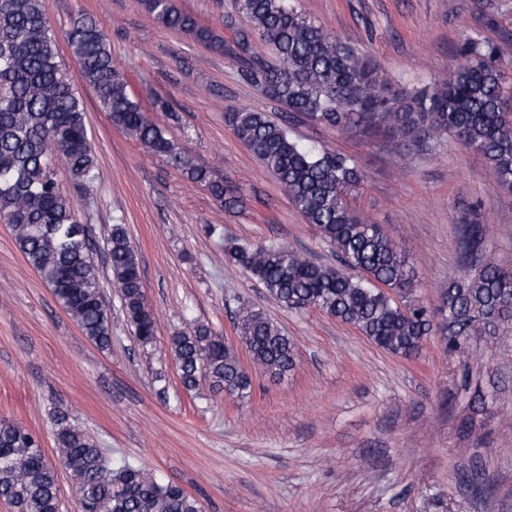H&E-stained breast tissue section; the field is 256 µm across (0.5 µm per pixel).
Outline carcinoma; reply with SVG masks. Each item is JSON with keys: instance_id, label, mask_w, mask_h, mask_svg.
Listing matches in <instances>:
<instances>
[{"instance_id": "obj_1", "label": "carcinoma", "mask_w": 512, "mask_h": 512, "mask_svg": "<svg viewBox=\"0 0 512 512\" xmlns=\"http://www.w3.org/2000/svg\"><path fill=\"white\" fill-rule=\"evenodd\" d=\"M144 5L162 27L212 52L234 54L244 81L314 125L342 132L383 130L398 144L451 134L484 156L499 186L512 188V91L505 89L497 47L488 40L461 43L462 61L447 77L421 89L394 91L370 58L316 24L291 0H236L250 33L236 32L231 42L178 10L172 0H144ZM251 34L268 46L274 61L253 52ZM66 40L82 79L95 90L113 125L149 154L168 159L191 181L206 186L225 206L239 203L236 185L194 165L131 98L101 22L76 18ZM228 121L336 256V263L323 264L285 244L225 243V258L249 273L278 306L291 312L321 310L407 359L419 356L424 337L434 330L450 354L466 349L474 338L504 339L512 322V271L489 258L488 225H461L465 272L448 282L441 305L431 309L414 297L415 272L399 245L349 206L348 195L363 182L350 157L308 146L291 137L285 125L250 107L229 113ZM57 161L69 173L68 189L55 178ZM95 168L84 109L61 74L43 0H0V219L10 225L20 251L57 302L91 342L104 348L111 342V317L102 304L94 255L84 245L87 231L71 199L73 191L91 190ZM107 247L112 288L122 295L126 321L139 343L150 345L156 338L154 316L124 225H112ZM236 327L264 372L280 378L295 366L293 341L262 309L240 307ZM171 351L186 389H198L204 361L212 389L239 399L249 396L250 377L235 350L217 343L209 327L196 325L175 334ZM494 392L475 390L460 433L480 425L488 413L486 396ZM53 423L58 458L88 508L104 502L110 512H200L193 496L154 470L106 458L67 411H55ZM0 496L16 512L59 508L57 471L47 462L38 435L19 422L0 423Z\"/></svg>"}]
</instances>
